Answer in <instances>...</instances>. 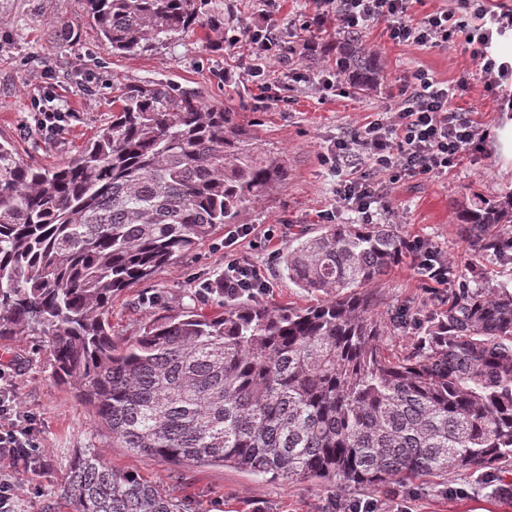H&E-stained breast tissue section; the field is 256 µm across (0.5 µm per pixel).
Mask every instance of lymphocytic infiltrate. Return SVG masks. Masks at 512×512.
Here are the masks:
<instances>
[{
    "instance_id": "obj_1",
    "label": "lymphocytic infiltrate",
    "mask_w": 512,
    "mask_h": 512,
    "mask_svg": "<svg viewBox=\"0 0 512 512\" xmlns=\"http://www.w3.org/2000/svg\"><path fill=\"white\" fill-rule=\"evenodd\" d=\"M314 24L335 21L340 28H361L384 22L395 42L421 46L449 43L463 35L468 58L481 73L487 92L496 93L498 109H512V93L498 94L501 82L512 77V63L497 62L491 54L494 36L512 30V10L488 9L482 0H458L457 7L440 8L415 21L411 0H313ZM455 90L428 73L407 72L400 100L390 118L374 120L347 139L328 146L322 160L332 167L348 166L337 197L372 223V204L390 184L405 175L447 172L463 155L479 151L480 130L454 105ZM265 288L255 267L231 259L224 267L225 297L259 298ZM16 379L0 368V512H19L14 474L43 464L44 451L30 415L19 410Z\"/></svg>"
}]
</instances>
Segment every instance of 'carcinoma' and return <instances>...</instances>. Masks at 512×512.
<instances>
[{
  "label": "carcinoma",
  "instance_id": "carcinoma-1",
  "mask_svg": "<svg viewBox=\"0 0 512 512\" xmlns=\"http://www.w3.org/2000/svg\"><path fill=\"white\" fill-rule=\"evenodd\" d=\"M115 54L203 30L224 44V12L208 0H84ZM318 65L365 93L379 53L356 29ZM288 181V162L261 153L224 108L170 83L127 84L112 121L78 154L20 162L0 143V342L38 336L61 384L78 385L120 447L174 465L231 464L290 481L386 486L485 468L512 500V289L473 263L448 262L440 307L415 346L384 337L409 309L378 313L373 285L408 255L394 224H331L297 234L281 254L288 279L327 298L271 308L236 299L112 337V296L192 252L219 224ZM474 257L512 263V193L456 204ZM74 512H184L181 500L85 449L63 486Z\"/></svg>",
  "mask_w": 512,
  "mask_h": 512
}]
</instances>
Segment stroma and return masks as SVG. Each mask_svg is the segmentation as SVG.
<instances>
[{
	"mask_svg": "<svg viewBox=\"0 0 512 512\" xmlns=\"http://www.w3.org/2000/svg\"><path fill=\"white\" fill-rule=\"evenodd\" d=\"M229 10L228 33L266 24L275 28L279 47L266 78L253 74L245 49L206 47L189 35L152 50L116 55L100 40L83 0H0V143L24 163L52 166L69 160L79 147L112 119V84L120 81L169 82L197 92L208 104L230 112L250 130L266 154L288 159V182L241 217L245 230L225 247L227 225L188 256L162 266L151 281L125 288L112 298V334L121 340L140 335L146 322L191 309L217 310L205 282L224 270L225 254L254 265L268 287L260 301L270 307H307L316 294L289 280L279 257L298 230L317 235L330 224H354L356 213L339 203V178L321 156L330 142L350 138L369 121L382 118L397 100L406 72L422 69L439 82L467 81L454 104L485 132L481 152L465 156L448 172L406 176L388 189L377 206L376 223L397 225L408 240L418 239L452 260L469 250L455 230L456 201L512 193V173L501 171L494 132L504 120L479 76L469 75L462 43L418 47L391 41L384 23L363 27L366 42L382 59L386 78L378 90L361 94L348 82L323 90L320 78H334V66L301 60L303 40L316 35L332 41V24L305 25L312 0H215ZM49 99L67 117L54 133L36 125V99ZM378 308L395 311L426 298L428 311L439 306L435 290L406 259L375 287ZM0 363L17 375L16 399L31 415L45 448V463L16 476L22 512H73L61 487L75 454L91 449L113 469L143 476L184 502L188 512H512V502L480 488L476 477L450 471L405 487H336L316 480L283 481L230 465L179 467L138 456L119 447L99 424L74 386L58 384L41 340L22 336L0 343Z\"/></svg>",
	"mask_w": 512,
	"mask_h": 512,
	"instance_id": "1",
	"label": "stroma"
}]
</instances>
